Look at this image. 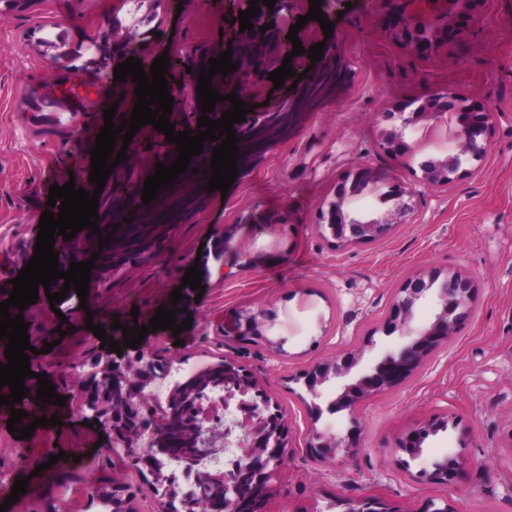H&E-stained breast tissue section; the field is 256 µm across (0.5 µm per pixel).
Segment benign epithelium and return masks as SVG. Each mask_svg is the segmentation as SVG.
Segmentation results:
<instances>
[{"instance_id": "1", "label": "benign epithelium", "mask_w": 512, "mask_h": 512, "mask_svg": "<svg viewBox=\"0 0 512 512\" xmlns=\"http://www.w3.org/2000/svg\"><path fill=\"white\" fill-rule=\"evenodd\" d=\"M380 6L388 29L395 39L402 43L415 57H426L440 47L449 49L468 45L476 38V18L487 10L490 0H429L426 9H409L410 0H370ZM260 13L251 19L254 28L239 32V23L225 26L224 40L231 41L232 60L239 63L238 70L226 76L242 101L256 83L264 80L267 72L276 68L285 54L292 52L293 45L286 38L289 29L276 27L260 33L264 25L265 5L258 4ZM342 38L334 33L326 42L322 62L324 67H313L308 71V83L314 85L333 71L341 70L343 61L337 58ZM138 41L133 27L119 21L112 24V49L132 52L137 50ZM456 116L459 153L447 160H427L421 164L422 177L416 186L398 183L391 195L398 200L395 208L383 213L345 208L352 189L347 184L360 178L370 183L374 174L371 168L359 166L351 170L336 189L335 198L321 210L319 227L329 230L333 239L341 243L373 242L385 238L397 224L407 223L413 213L410 197L421 193L417 186L427 188L444 187L460 175L462 163L479 161L490 151V128L492 113L486 111L479 101L448 89L426 99L411 112L406 106L395 109L383 107L379 112L381 121L387 123L381 132L380 145L390 155L403 157L413 146L406 141V130L422 121H438L447 113ZM440 277L431 273L428 279L407 280L399 288L392 305L384 331H396L410 337L409 342L394 356L389 355L368 372L356 379V383L336 384L328 394L327 404L322 405L321 387L331 379L345 378L359 364L363 351L347 352L344 355L312 366L299 376L305 387L311 390V412L314 421H319L323 410H332L353 393H364L372 397L384 393L406 379L417 367L421 357L436 346L434 338L447 340L453 336L471 316L470 301L475 285L471 278L452 275L442 279L435 289L439 306L434 321L426 328L413 331L409 323L415 302L426 292L424 283ZM149 352L142 350L121 362L108 360L107 367L112 380V411L100 414L98 418L112 431L116 443L133 451V458L150 471H155L153 456L155 448L143 443V432L152 426L154 441H167L169 416L159 409L147 422L143 416L145 408L151 406L152 394L146 388L153 379L145 367ZM84 365L80 361L72 368V392L80 410L89 408L95 392L94 383L84 375L76 374ZM239 372L240 388L224 392V396L239 394L240 402L249 420L247 431L238 436L230 426L212 429L205 425L203 418L195 420L199 447L233 448L238 462L224 471V490L221 494L208 497L169 492L158 503V512H171L170 504L177 501L180 512H266L268 488L271 479L283 466L287 454V430L283 416L273 405L270 396L262 389L254 376L235 364ZM310 447L319 453L332 456H348L359 451L358 430L351 428L344 435H326L317 427L310 430ZM473 461L461 453L437 464L431 471L421 470L417 479L424 482L452 486L461 471L472 466ZM384 500L376 495L351 500L348 512H370L371 507Z\"/></svg>"}]
</instances>
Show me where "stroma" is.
<instances>
[{"label":"stroma","mask_w":512,"mask_h":512,"mask_svg":"<svg viewBox=\"0 0 512 512\" xmlns=\"http://www.w3.org/2000/svg\"><path fill=\"white\" fill-rule=\"evenodd\" d=\"M336 8L343 13L347 63L342 84L296 113L287 133L260 146L248 133L279 123L264 101L295 100L300 92L269 80L252 92L254 110L235 126L238 175L223 207H213L205 188L214 148L208 140L173 183L184 190L183 202L156 223L121 225L111 235L113 260L99 257L90 229L72 239L82 259L95 261L87 299L69 293L54 311L42 294L26 309L10 308L29 323L37 374L66 402L38 400L35 377L25 379L24 411L62 421L59 430L38 429L27 440L12 437L10 409L0 406V503L8 502L18 478L29 480L8 512H105L93 498L115 481L129 487L128 512H156L152 475L143 465L115 462L111 432H99L92 413L70 396L69 367L99 354L101 342L87 321L122 340L123 327L148 324L176 289L179 308L192 315L190 329L156 331L141 347L173 374L238 363L278 402L289 428L288 456L271 482L268 512H342L340 501L370 494L397 512H423L430 500L447 501L452 512H512V0H491L475 22L478 44L425 59L392 37L367 0H338ZM229 10L228 0H36L25 10L0 0V302L34 255L47 208L39 196L44 179L61 185L69 171L90 165L104 109L128 115L137 100L132 85L113 76L126 53L110 54L101 67L93 43L111 38L113 19L133 13L140 60L190 44L218 54ZM49 31L68 42L66 55L40 46ZM449 88L479 98L493 113L487 156L463 163L448 186L416 195L413 223L375 242L336 245L317 215L350 170L366 165L375 176L351 198V208L386 211L394 206L387 198L393 184L420 178L423 160L457 154L450 116L410 130L416 148L405 159L380 147L382 106H416ZM127 153L99 198L100 226L111 224L117 204L141 206L147 177L178 157L150 125L133 136ZM195 265L203 273L200 297L182 284ZM433 271L474 278L472 320L397 388L365 399L355 412L313 420L299 375L353 349L363 350L367 364L397 352L402 337L383 330L394 297L405 281ZM257 312L264 315L262 337L239 338L241 315ZM64 322L73 330L61 336ZM435 415L454 419V426L430 437L422 454L402 466L398 438ZM355 420L360 450L345 463L309 447L310 426L336 434ZM61 452V471L44 468ZM461 452L478 465L453 486L414 479V472Z\"/></svg>","instance_id":"1"}]
</instances>
